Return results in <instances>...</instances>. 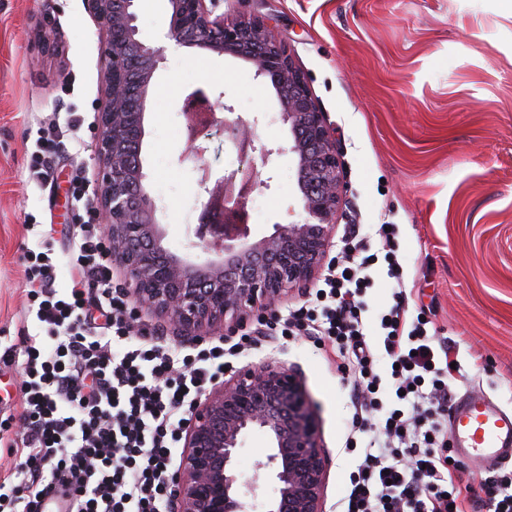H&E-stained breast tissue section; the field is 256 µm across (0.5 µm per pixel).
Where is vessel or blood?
I'll return each instance as SVG.
<instances>
[{
    "label": "vessel or blood",
    "instance_id": "b4317fda",
    "mask_svg": "<svg viewBox=\"0 0 512 512\" xmlns=\"http://www.w3.org/2000/svg\"><path fill=\"white\" fill-rule=\"evenodd\" d=\"M449 422L450 441L464 461L483 467L512 461V411L472 393L454 402Z\"/></svg>",
    "mask_w": 512,
    "mask_h": 512
}]
</instances>
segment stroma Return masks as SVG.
I'll return each instance as SVG.
<instances>
[{
	"instance_id": "obj_1",
	"label": "stroma",
	"mask_w": 512,
	"mask_h": 512,
	"mask_svg": "<svg viewBox=\"0 0 512 512\" xmlns=\"http://www.w3.org/2000/svg\"><path fill=\"white\" fill-rule=\"evenodd\" d=\"M140 36L165 49L155 74L141 159L165 245L201 259L189 241L199 201L195 175L178 166L187 146L183 98L210 85L242 113L264 112L266 141L286 142L279 101L253 66L230 55L169 45L166 0H138ZM231 21L260 18L306 74L333 128L348 191L337 239L396 227L409 310L424 313L457 352L467 382L453 397L485 394L512 410V14L501 0H218ZM105 62L84 0H0V348L35 331L25 315L26 227L50 230L55 253L73 232L72 183L96 181L97 115ZM79 124L50 168L35 175L30 133ZM291 155L272 190L253 193L252 237L298 220ZM303 374L331 465L326 512H336L356 453L345 448L353 389L312 341L262 339L230 357L262 361L273 348Z\"/></svg>"
}]
</instances>
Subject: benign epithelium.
<instances>
[{
    "instance_id": "7a95c632",
    "label": "benign epithelium",
    "mask_w": 512,
    "mask_h": 512,
    "mask_svg": "<svg viewBox=\"0 0 512 512\" xmlns=\"http://www.w3.org/2000/svg\"><path fill=\"white\" fill-rule=\"evenodd\" d=\"M137 0H85L102 32L105 94L98 112L96 212L112 244V267L135 311L143 308L193 339L261 321L288 294L322 275L335 247L347 193L334 131L307 78L262 20L224 22L215 0H168L167 37L179 48L231 55L270 81L288 126V147L257 136L261 116L234 115L192 90L183 112L188 147L178 163L197 173L208 195L196 236L200 262L171 251L145 185L141 147L153 78L165 47L139 36ZM236 152L218 178L205 163L213 129ZM293 157L301 220L250 237L251 195L270 189L276 159ZM181 428L184 452L170 496L172 512H325L328 454L303 377L275 355L225 371ZM262 433L264 459L252 474L237 467L245 436Z\"/></svg>"
}]
</instances>
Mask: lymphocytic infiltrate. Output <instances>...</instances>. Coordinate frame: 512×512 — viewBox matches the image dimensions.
<instances>
[{
  "label": "lymphocytic infiltrate",
  "mask_w": 512,
  "mask_h": 512,
  "mask_svg": "<svg viewBox=\"0 0 512 512\" xmlns=\"http://www.w3.org/2000/svg\"><path fill=\"white\" fill-rule=\"evenodd\" d=\"M88 193L87 180H79L66 287L52 281L50 241L22 254L37 332L0 355L23 366L15 439L25 476L0 482V512H42L56 488L65 512H168L181 424L206 386L224 375V355L213 347L186 353L135 330L110 243L84 207ZM345 248L312 302L289 310L284 322L264 324L329 344L337 372L357 392L345 445L364 449L342 512H512V466L492 468L475 490L465 463L449 456L445 404L463 373L433 322L408 314L394 231L378 229L376 240ZM380 265L394 287L377 317V349L367 341L363 295Z\"/></svg>",
  "instance_id": "lymphocytic-infiltrate-1"
}]
</instances>
